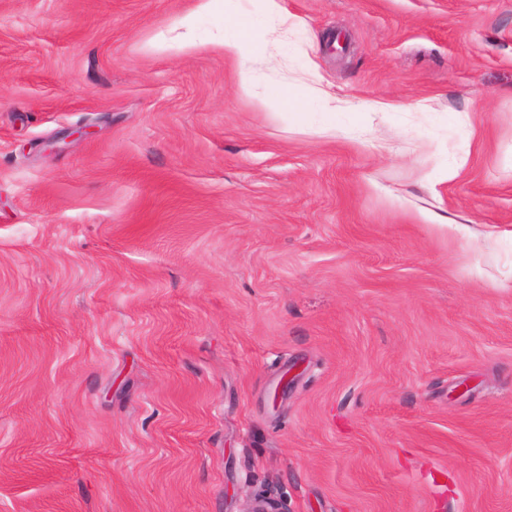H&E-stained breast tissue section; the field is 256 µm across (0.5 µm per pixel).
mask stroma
Wrapping results in <instances>:
<instances>
[{"label": "stroma", "instance_id": "1", "mask_svg": "<svg viewBox=\"0 0 512 512\" xmlns=\"http://www.w3.org/2000/svg\"><path fill=\"white\" fill-rule=\"evenodd\" d=\"M280 3L0 0V512H512V0ZM264 41V36L253 37H225L222 43L224 54L234 57L242 67V84L247 85L251 76L246 70L247 64L256 55L260 43Z\"/></svg>", "mask_w": 512, "mask_h": 512}]
</instances>
